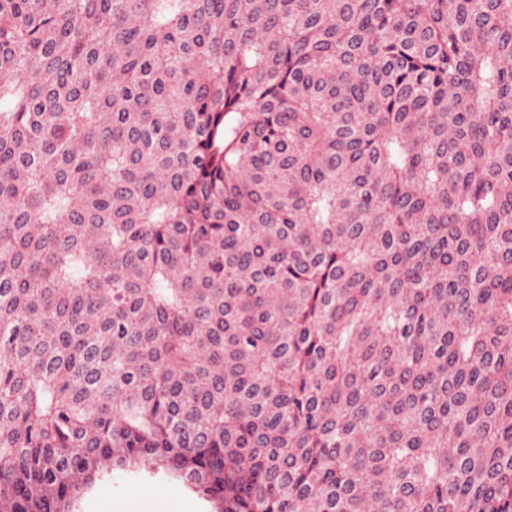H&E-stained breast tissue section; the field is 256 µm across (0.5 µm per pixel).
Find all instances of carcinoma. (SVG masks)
<instances>
[{
	"label": "carcinoma",
	"instance_id": "cac0c4a2",
	"mask_svg": "<svg viewBox=\"0 0 512 512\" xmlns=\"http://www.w3.org/2000/svg\"><path fill=\"white\" fill-rule=\"evenodd\" d=\"M512 512V0H0V512ZM111 468L82 489L71 512H213L208 502L163 472Z\"/></svg>",
	"mask_w": 512,
	"mask_h": 512
}]
</instances>
